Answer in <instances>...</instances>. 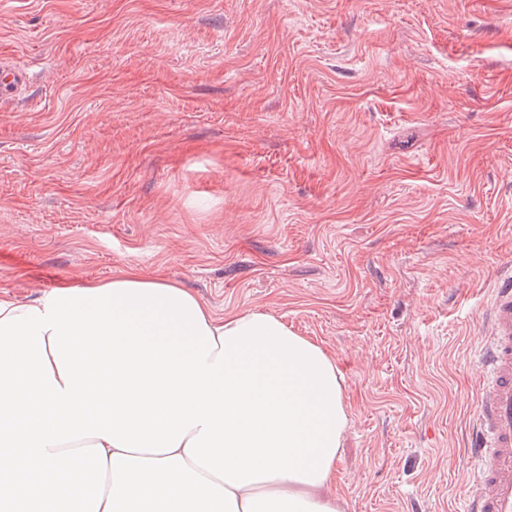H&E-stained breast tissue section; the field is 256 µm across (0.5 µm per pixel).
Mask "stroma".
<instances>
[{"mask_svg":"<svg viewBox=\"0 0 512 512\" xmlns=\"http://www.w3.org/2000/svg\"><path fill=\"white\" fill-rule=\"evenodd\" d=\"M0 289L137 269L320 343L344 512H462L512 275V0H0ZM28 82V73L22 67L5 69L0 72V95L9 97L15 89L25 86Z\"/></svg>","mask_w":512,"mask_h":512,"instance_id":"stroma-1","label":"stroma"}]
</instances>
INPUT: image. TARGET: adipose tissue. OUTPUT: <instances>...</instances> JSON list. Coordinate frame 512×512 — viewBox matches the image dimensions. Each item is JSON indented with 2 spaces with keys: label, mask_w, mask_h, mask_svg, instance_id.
<instances>
[{
  "label": "adipose tissue",
  "mask_w": 512,
  "mask_h": 512,
  "mask_svg": "<svg viewBox=\"0 0 512 512\" xmlns=\"http://www.w3.org/2000/svg\"><path fill=\"white\" fill-rule=\"evenodd\" d=\"M335 358L127 270L0 291V512H341Z\"/></svg>",
  "instance_id": "ef3b65f1"
}]
</instances>
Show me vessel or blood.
Masks as SVG:
<instances>
[{
    "label": "vessel or blood",
    "instance_id": "obj_1",
    "mask_svg": "<svg viewBox=\"0 0 512 512\" xmlns=\"http://www.w3.org/2000/svg\"><path fill=\"white\" fill-rule=\"evenodd\" d=\"M27 82L23 68L0 71V96H11ZM478 320L488 341L478 358L466 512H512V279L495 289Z\"/></svg>",
    "mask_w": 512,
    "mask_h": 512
}]
</instances>
